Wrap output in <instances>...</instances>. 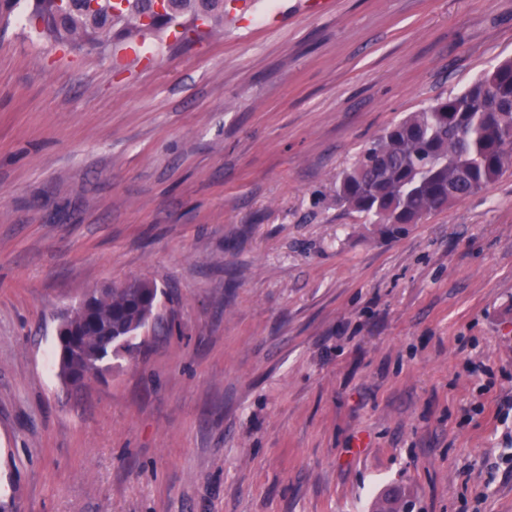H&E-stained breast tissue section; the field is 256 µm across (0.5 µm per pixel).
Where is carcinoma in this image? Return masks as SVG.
<instances>
[{
    "label": "carcinoma",
    "instance_id": "cac0c4a2",
    "mask_svg": "<svg viewBox=\"0 0 512 512\" xmlns=\"http://www.w3.org/2000/svg\"><path fill=\"white\" fill-rule=\"evenodd\" d=\"M28 25L75 48L116 52L171 25L188 32L224 23V0H30ZM512 167V58L459 94L411 112L367 146L336 179V202L373 219L379 231L420 224L494 183ZM158 288L146 279L92 296L94 327L59 358L73 386L97 376L120 344L155 316Z\"/></svg>",
    "mask_w": 512,
    "mask_h": 512
}]
</instances>
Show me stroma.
Instances as JSON below:
<instances>
[{
  "label": "stroma",
  "mask_w": 512,
  "mask_h": 512,
  "mask_svg": "<svg viewBox=\"0 0 512 512\" xmlns=\"http://www.w3.org/2000/svg\"><path fill=\"white\" fill-rule=\"evenodd\" d=\"M251 2L148 62L0 30V512H512V168L400 236L333 192L512 0ZM133 279L70 386L60 312ZM158 288L146 279L127 288H107L92 296L89 317L94 327L74 338L65 356L59 355L60 376L73 386L97 376L118 345L129 349L130 338L155 316Z\"/></svg>",
  "instance_id": "obj_1"
}]
</instances>
